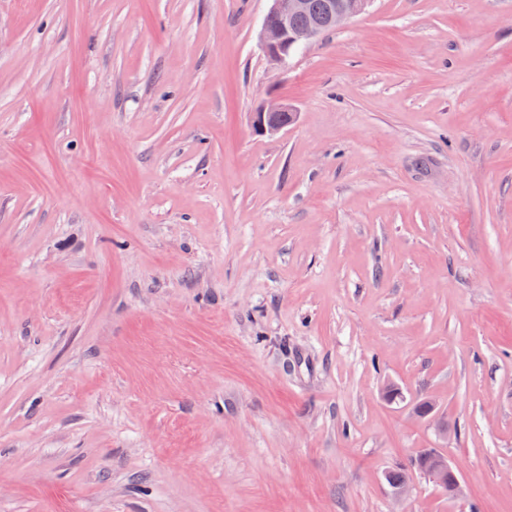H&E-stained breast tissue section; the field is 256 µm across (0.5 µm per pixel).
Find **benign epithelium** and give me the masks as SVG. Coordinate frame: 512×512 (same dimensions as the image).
<instances>
[{"label": "benign epithelium", "mask_w": 512, "mask_h": 512, "mask_svg": "<svg viewBox=\"0 0 512 512\" xmlns=\"http://www.w3.org/2000/svg\"><path fill=\"white\" fill-rule=\"evenodd\" d=\"M270 7L262 21L259 46L266 58L280 66L302 47L309 45L329 31L342 28L352 18L364 13L371 0H325L322 14L309 19L302 27L290 25L296 14L308 12V0H269ZM297 112L282 101H271L253 112L252 126L260 135H273L295 121ZM420 468L436 486L448 491V497L458 496L460 480L448 458L433 450L420 453Z\"/></svg>", "instance_id": "1"}]
</instances>
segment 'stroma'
I'll return each mask as SVG.
<instances>
[{"label": "stroma", "mask_w": 512, "mask_h": 512, "mask_svg": "<svg viewBox=\"0 0 512 512\" xmlns=\"http://www.w3.org/2000/svg\"><path fill=\"white\" fill-rule=\"evenodd\" d=\"M268 7L0 0V512H512V0ZM268 1L270 7L262 21L259 46L270 62L280 66H286L300 48L317 41L329 31L342 28L352 18L364 13L371 2L326 0L319 17L309 19L306 24L307 16L298 15L293 20L296 27H293L290 25L291 18L296 14L307 13L308 1ZM296 117L297 112L288 103L274 100L253 112L252 126L260 135H273L294 122ZM420 468L425 476L428 477L436 486L448 491V498L458 496L461 489L460 480L452 465L448 462V458L433 450L424 451L419 454ZM426 459V462H422Z\"/></svg>", "instance_id": "1"}]
</instances>
